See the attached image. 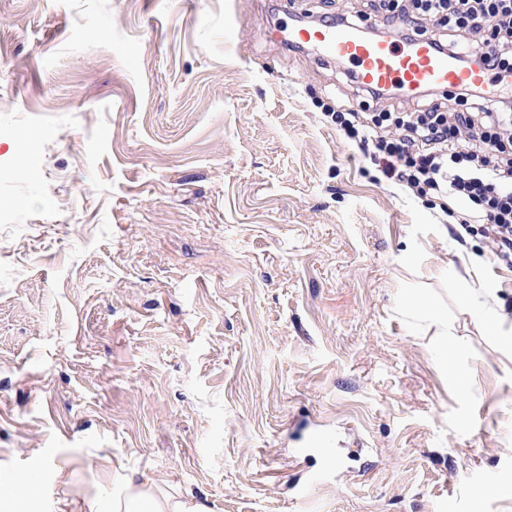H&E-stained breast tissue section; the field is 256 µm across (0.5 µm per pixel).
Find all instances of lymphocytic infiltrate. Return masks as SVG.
I'll return each instance as SVG.
<instances>
[{
	"label": "lymphocytic infiltrate",
	"mask_w": 512,
	"mask_h": 512,
	"mask_svg": "<svg viewBox=\"0 0 512 512\" xmlns=\"http://www.w3.org/2000/svg\"><path fill=\"white\" fill-rule=\"evenodd\" d=\"M370 7L405 39L433 26L439 51L493 74L512 71V0H370ZM335 121L386 180L472 205L477 222L462 217L459 226L479 227L496 257L512 259V102L463 87L411 112H339Z\"/></svg>",
	"instance_id": "obj_1"
}]
</instances>
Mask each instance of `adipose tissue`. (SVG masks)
Instances as JSON below:
<instances>
[{"label":"adipose tissue","instance_id":"ef3b65f1","mask_svg":"<svg viewBox=\"0 0 512 512\" xmlns=\"http://www.w3.org/2000/svg\"><path fill=\"white\" fill-rule=\"evenodd\" d=\"M106 468L114 473L110 509L106 512H205L195 500L157 494L147 481L125 472L121 464L110 462Z\"/></svg>","mask_w":512,"mask_h":512}]
</instances>
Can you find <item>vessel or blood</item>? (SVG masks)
<instances>
[{
  "label": "vessel or blood",
  "instance_id": "obj_1",
  "mask_svg": "<svg viewBox=\"0 0 512 512\" xmlns=\"http://www.w3.org/2000/svg\"><path fill=\"white\" fill-rule=\"evenodd\" d=\"M288 41L312 44L323 61L351 65L364 87L394 88L406 98L425 89L445 93L463 86L478 87L486 97L493 98L502 86H512V73L492 77L479 65L460 66L449 55L438 52L431 39L419 37L404 42L392 30L381 38L368 39L358 25L326 21L289 30Z\"/></svg>",
  "mask_w": 512,
  "mask_h": 512
}]
</instances>
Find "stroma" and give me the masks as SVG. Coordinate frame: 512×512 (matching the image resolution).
Instances as JSON below:
<instances>
[{
    "label": "stroma",
    "mask_w": 512,
    "mask_h": 512,
    "mask_svg": "<svg viewBox=\"0 0 512 512\" xmlns=\"http://www.w3.org/2000/svg\"><path fill=\"white\" fill-rule=\"evenodd\" d=\"M292 2L0 0V477L36 512L108 502L107 457L206 512H512V262L326 116L369 103L284 37L362 0ZM33 488L32 483L26 477H16L11 483L0 486V510L8 508L18 498L28 497Z\"/></svg>",
    "instance_id": "obj_1"
}]
</instances>
